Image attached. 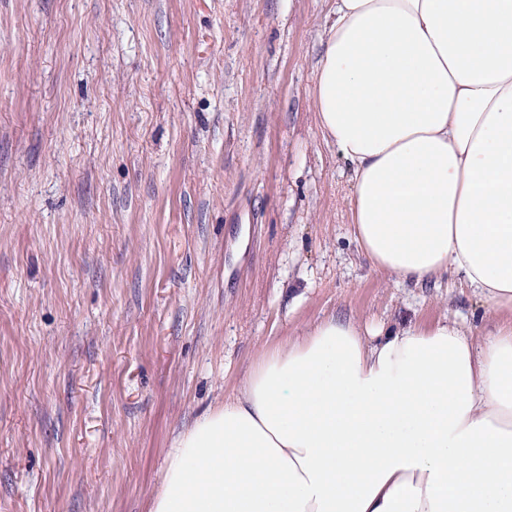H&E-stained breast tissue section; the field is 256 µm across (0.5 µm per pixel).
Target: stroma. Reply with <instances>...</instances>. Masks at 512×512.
<instances>
[{
  "instance_id": "obj_1",
  "label": "stroma",
  "mask_w": 512,
  "mask_h": 512,
  "mask_svg": "<svg viewBox=\"0 0 512 512\" xmlns=\"http://www.w3.org/2000/svg\"><path fill=\"white\" fill-rule=\"evenodd\" d=\"M327 0H0V512H149L176 435L330 315L479 321L349 236Z\"/></svg>"
}]
</instances>
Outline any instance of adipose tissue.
<instances>
[{"instance_id": "ef3b65f1", "label": "adipose tissue", "mask_w": 512, "mask_h": 512, "mask_svg": "<svg viewBox=\"0 0 512 512\" xmlns=\"http://www.w3.org/2000/svg\"><path fill=\"white\" fill-rule=\"evenodd\" d=\"M318 126L377 272L487 323L329 316L173 441L151 512H512V0H332Z\"/></svg>"}]
</instances>
